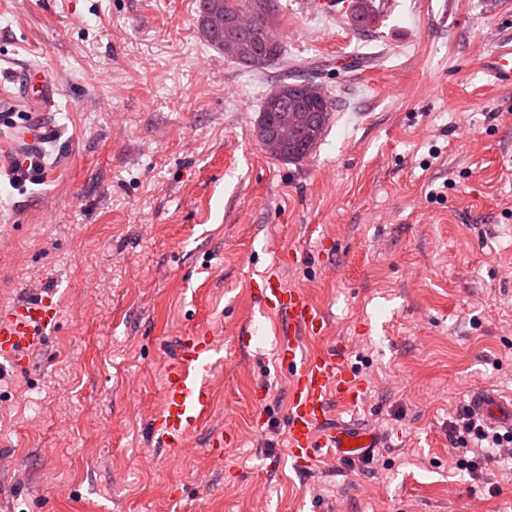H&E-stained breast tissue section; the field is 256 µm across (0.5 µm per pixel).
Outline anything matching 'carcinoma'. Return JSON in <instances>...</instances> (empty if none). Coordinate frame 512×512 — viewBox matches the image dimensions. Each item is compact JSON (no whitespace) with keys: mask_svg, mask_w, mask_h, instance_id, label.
I'll list each match as a JSON object with an SVG mask.
<instances>
[{"mask_svg":"<svg viewBox=\"0 0 512 512\" xmlns=\"http://www.w3.org/2000/svg\"><path fill=\"white\" fill-rule=\"evenodd\" d=\"M216 6L224 10V29L204 32L211 46L222 51L225 37L237 40L238 53L233 60L246 70H258L253 62L259 57L271 59V62L263 65L265 69L279 63L282 42L278 34L280 15L277 0H201L199 27H205L206 11ZM247 12L253 15L252 23L247 27H238L239 19ZM351 20L357 29L373 31L379 20L375 0H353ZM302 83L304 80L292 73L285 76L265 96L260 108L269 133L274 132L283 117L290 112H297L304 117L297 125L293 143L288 146V152L295 153V156L289 158L291 162L310 155L314 140L321 139L329 121L330 106L322 88L313 83L311 89L302 91Z\"/></svg>","mask_w":512,"mask_h":512,"instance_id":"1","label":"carcinoma"}]
</instances>
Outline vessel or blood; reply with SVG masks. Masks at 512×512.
<instances>
[{"label":"vessel or blood","instance_id":"1","mask_svg":"<svg viewBox=\"0 0 512 512\" xmlns=\"http://www.w3.org/2000/svg\"><path fill=\"white\" fill-rule=\"evenodd\" d=\"M484 69L497 83L512 86V37L499 42ZM18 95L37 115L22 135L26 141H38L48 131L42 114L53 99V87L41 71L29 69L19 78ZM254 288L261 314L279 322L278 360L289 379L287 456L293 466L306 471L327 457L368 460L380 445L379 433L329 417L332 402L358 404L365 398V389L346 366L342 349L312 348V341L327 325L325 313L302 290L286 287L277 272L268 273ZM58 317L59 305L49 291L0 309V362L29 367L33 353L44 346ZM221 351L204 329L166 340L161 348L165 372L162 406L150 422V436L157 447H186L191 431L207 419L211 381L223 364ZM469 406L476 415L512 431V403L490 389H473Z\"/></svg>","mask_w":512,"mask_h":512}]
</instances>
